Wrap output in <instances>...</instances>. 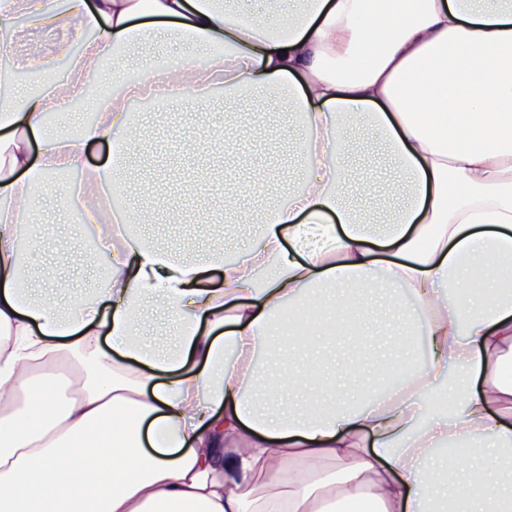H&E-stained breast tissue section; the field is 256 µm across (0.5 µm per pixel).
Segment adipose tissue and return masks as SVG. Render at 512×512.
<instances>
[{"instance_id":"obj_1","label":"adipose tissue","mask_w":512,"mask_h":512,"mask_svg":"<svg viewBox=\"0 0 512 512\" xmlns=\"http://www.w3.org/2000/svg\"><path fill=\"white\" fill-rule=\"evenodd\" d=\"M20 15L82 42L28 52L46 82L0 97V512H512V0H298L277 17L224 0H0V47ZM171 37L207 53L141 58L147 83L113 74L95 122L48 136L93 65ZM216 84L228 102L293 106L307 177L268 200L238 257L188 259L136 232L142 214L105 211L130 145L93 168L84 152L132 131V99L177 107ZM358 116L395 161L392 178L364 174L368 194L404 180L382 228L345 201ZM53 170L84 172L73 205L106 257L101 287L64 311L21 277L38 246L21 218ZM356 283L403 291L381 303L408 311L391 384L365 387L353 368L333 383L315 365L272 374L270 353L359 326ZM149 310L168 336H145ZM442 392L455 410L437 407Z\"/></svg>"}]
</instances>
